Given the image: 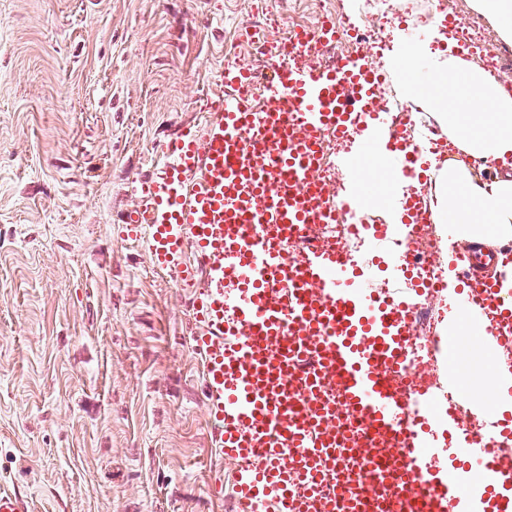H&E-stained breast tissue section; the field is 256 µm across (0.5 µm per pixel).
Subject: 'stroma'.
<instances>
[{
    "instance_id": "35a3bbf8",
    "label": "stroma",
    "mask_w": 512,
    "mask_h": 512,
    "mask_svg": "<svg viewBox=\"0 0 512 512\" xmlns=\"http://www.w3.org/2000/svg\"><path fill=\"white\" fill-rule=\"evenodd\" d=\"M446 2L388 35L386 57L418 45L408 77L423 86L431 54L451 48L446 16L477 13L475 0ZM268 16L284 29L317 21L306 0H0V482L32 512H229L195 291L156 271L122 220L162 145L204 123L228 57L262 67L249 28ZM371 131L347 141L333 180L345 198ZM427 164L410 183L376 180L386 224L401 213L391 197L434 190L446 163ZM462 349L431 425L448 469L467 440L449 405L492 368L481 334Z\"/></svg>"
}]
</instances>
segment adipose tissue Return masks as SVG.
<instances>
[{
	"mask_svg": "<svg viewBox=\"0 0 512 512\" xmlns=\"http://www.w3.org/2000/svg\"><path fill=\"white\" fill-rule=\"evenodd\" d=\"M433 70L439 79L447 78V85L422 89L407 80L401 86L403 95L435 112L460 153L485 161H511L512 95L503 84L459 57L435 60ZM429 209L447 218L450 240L512 239V174L478 182L464 165L449 167L437 178L436 198Z\"/></svg>",
	"mask_w": 512,
	"mask_h": 512,
	"instance_id": "1",
	"label": "adipose tissue"
}]
</instances>
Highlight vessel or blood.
<instances>
[{
  "instance_id": "b4317fda",
  "label": "vessel or blood",
  "mask_w": 512,
  "mask_h": 512,
  "mask_svg": "<svg viewBox=\"0 0 512 512\" xmlns=\"http://www.w3.org/2000/svg\"><path fill=\"white\" fill-rule=\"evenodd\" d=\"M253 70L222 73L223 97L207 102L203 132L181 134L166 162L140 186L143 206L125 219L157 268L185 286L204 274L193 317L204 360L203 391L218 456L239 461L234 490L248 512H307L293 482L315 485L336 446L335 421L322 409L323 383L363 428L356 448L364 490L316 512H512V437L498 416L476 432L461 471L443 474L409 400L395 385L408 361L407 303L356 281L350 261L323 245L289 261L270 226L304 231L332 224L336 210L316 181L324 131L344 134L352 113L373 97L371 68L337 64L317 72L273 66L263 106L249 90ZM393 170H414L417 156L389 142ZM193 250L201 266L185 260ZM474 322L492 319L496 339L512 337V299L480 264L512 271V252L456 253ZM302 449L295 463L282 451ZM0 512H31L29 497L0 487Z\"/></svg>"
}]
</instances>
